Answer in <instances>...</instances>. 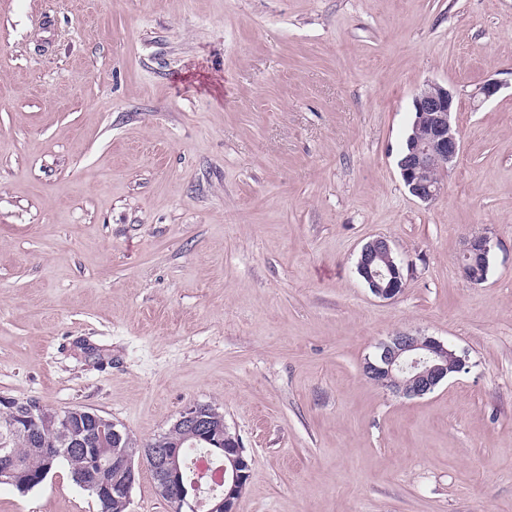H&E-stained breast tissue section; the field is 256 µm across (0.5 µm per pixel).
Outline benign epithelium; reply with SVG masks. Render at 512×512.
<instances>
[{
  "label": "benign epithelium",
  "instance_id": "benign-epithelium-1",
  "mask_svg": "<svg viewBox=\"0 0 512 512\" xmlns=\"http://www.w3.org/2000/svg\"><path fill=\"white\" fill-rule=\"evenodd\" d=\"M413 133L407 138V150L400 154L398 168L409 193L423 203L430 204L443 193V180L429 177L434 167H449L461 150V135L453 114L454 95L447 87L427 82L413 99ZM495 243L487 233L465 237L459 255V267L464 278L482 283L487 276L490 256ZM357 272L370 292L381 299L396 298L405 288L404 265L398 260L391 241L384 236L368 240L362 246ZM464 356L433 336L400 331L380 342L371 358L363 366V374L378 380L386 390L405 398H420L432 393L449 376L464 370ZM60 420L71 427L84 423V436H76L71 445L84 451L89 468L96 466L89 441L103 428L107 420L96 412L69 408L59 413ZM195 431L196 438L214 445L213 452L224 458L221 495L207 501L200 497L199 480L183 481L180 448H141L139 451L122 449L116 462L124 468L126 480L113 484L94 474L87 484L100 499L120 497L131 503V491L138 480L140 464H145L157 480L162 497L171 512H234L238 486L250 480L251 463L245 455L238 436L229 430L215 433L209 418L203 416L199 405L186 407L176 420Z\"/></svg>",
  "mask_w": 512,
  "mask_h": 512
}]
</instances>
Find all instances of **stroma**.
I'll return each instance as SVG.
<instances>
[{
    "label": "stroma",
    "instance_id": "obj_1",
    "mask_svg": "<svg viewBox=\"0 0 512 512\" xmlns=\"http://www.w3.org/2000/svg\"><path fill=\"white\" fill-rule=\"evenodd\" d=\"M429 81L462 147L425 204L397 160ZM376 236L391 301L356 270ZM401 330L465 370L365 379ZM0 396L141 445L218 407L235 512H512V0H0ZM0 512L96 508L61 467ZM494 246L493 238L488 233L465 237L459 255V267L467 281L480 284L486 279ZM357 272L370 292L381 299L396 298L406 285L404 265L398 260L391 241L384 236L364 243L359 253Z\"/></svg>",
    "mask_w": 512,
    "mask_h": 512
}]
</instances>
